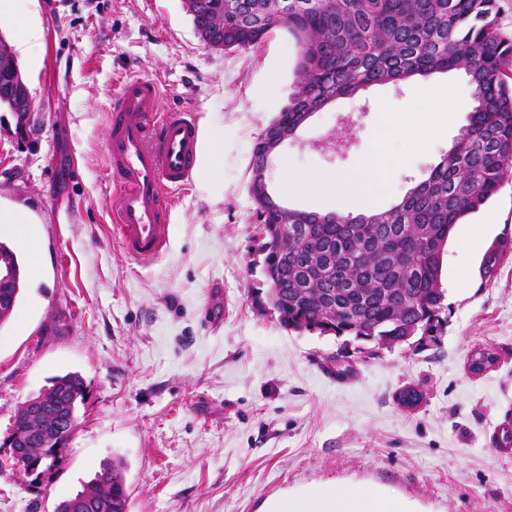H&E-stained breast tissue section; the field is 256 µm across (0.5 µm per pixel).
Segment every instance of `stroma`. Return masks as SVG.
<instances>
[{
	"label": "stroma",
	"mask_w": 512,
	"mask_h": 512,
	"mask_svg": "<svg viewBox=\"0 0 512 512\" xmlns=\"http://www.w3.org/2000/svg\"><path fill=\"white\" fill-rule=\"evenodd\" d=\"M35 16L43 56L17 60L34 98L26 140L0 110V204L27 212L39 243L33 255L10 239L38 272L0 328V512H54L114 460L130 512H263L288 491L349 480L419 512H512V177L448 240L436 341L371 356L349 337L283 328L254 302L247 181L258 135L294 90L295 40L280 31L246 51L208 48L184 0H36ZM130 76L158 82L162 111L195 112L201 133L224 134L218 174L174 193L167 245L147 264L125 253L111 221L106 137ZM443 81L456 125L406 153L393 128L433 112ZM471 108L456 71L373 86L314 113L267 176L279 189L287 165L341 175L380 149L398 161L388 190L406 191ZM478 348L497 361L474 374L466 361ZM70 371L86 404L65 463L35 483L4 442L21 406ZM409 386L422 395L411 409L398 402Z\"/></svg>",
	"instance_id": "35a3bbf8"
}]
</instances>
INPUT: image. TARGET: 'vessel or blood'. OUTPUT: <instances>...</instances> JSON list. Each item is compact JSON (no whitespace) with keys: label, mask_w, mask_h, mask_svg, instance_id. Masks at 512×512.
<instances>
[{"label":"vessel or blood","mask_w":512,"mask_h":512,"mask_svg":"<svg viewBox=\"0 0 512 512\" xmlns=\"http://www.w3.org/2000/svg\"><path fill=\"white\" fill-rule=\"evenodd\" d=\"M155 80L129 77L112 105L107 151L114 186L113 229L134 260L162 253L172 213V192L192 180L200 142L195 113L159 109Z\"/></svg>","instance_id":"obj_1"}]
</instances>
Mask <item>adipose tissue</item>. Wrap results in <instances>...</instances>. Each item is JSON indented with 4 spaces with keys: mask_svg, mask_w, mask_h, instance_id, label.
I'll use <instances>...</instances> for the list:
<instances>
[{
    "mask_svg": "<svg viewBox=\"0 0 512 512\" xmlns=\"http://www.w3.org/2000/svg\"><path fill=\"white\" fill-rule=\"evenodd\" d=\"M27 0H0V25L11 27L15 50L29 61H36L44 49L40 23L26 9ZM456 114L447 102L436 105L432 116L415 114L394 134L408 151L424 149L433 134L454 122ZM390 159L368 162L341 176L303 173L286 169L288 191L309 196L333 195L355 212L367 211L374 196L390 173ZM267 512H417L411 502L373 484L349 482L336 488L325 486L293 491L269 504Z\"/></svg>",
    "mask_w": 512,
    "mask_h": 512,
    "instance_id": "ef3b65f1",
    "label": "adipose tissue"
}]
</instances>
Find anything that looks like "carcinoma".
I'll list each match as a JSON object with an SVG mask.
<instances>
[{
  "label": "carcinoma",
  "mask_w": 512,
  "mask_h": 512,
  "mask_svg": "<svg viewBox=\"0 0 512 512\" xmlns=\"http://www.w3.org/2000/svg\"><path fill=\"white\" fill-rule=\"evenodd\" d=\"M192 23L208 46L224 51L260 45L277 30L300 50L288 106L253 147L248 194L255 204L256 292L285 329L351 336L393 347L442 327V258L455 227L494 196L512 175V39L497 25L496 0H192ZM462 69L474 107L452 147L392 207L370 215L290 209L269 189L262 153L268 133L293 131L338 98L374 85L398 84ZM26 86L13 56L0 59V107L27 134L31 109L18 98ZM0 275L9 287L1 308L14 309L25 268L0 241ZM45 394L54 405L34 423L21 409L15 436L54 424L78 423L86 387L77 372L58 376ZM68 441L12 449L15 462L49 457L60 467ZM75 498L86 512H129L123 464L115 461Z\"/></svg>",
  "instance_id": "1"
}]
</instances>
